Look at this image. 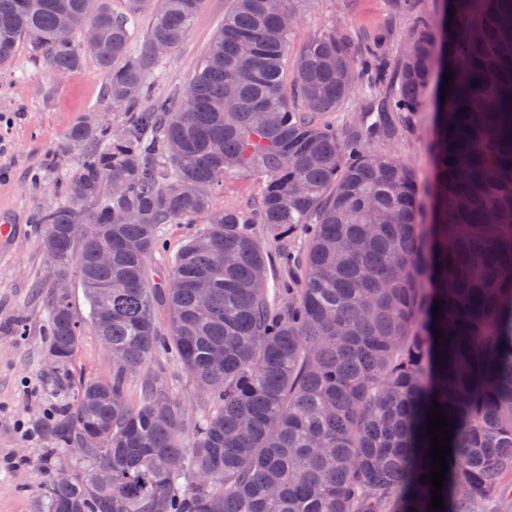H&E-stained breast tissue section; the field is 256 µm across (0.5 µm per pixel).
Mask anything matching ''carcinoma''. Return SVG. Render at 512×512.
Returning a JSON list of instances; mask_svg holds the SVG:
<instances>
[{"mask_svg":"<svg viewBox=\"0 0 512 512\" xmlns=\"http://www.w3.org/2000/svg\"><path fill=\"white\" fill-rule=\"evenodd\" d=\"M299 2L232 0L183 107L152 97L153 46L179 48L203 0H167L140 51L149 0L124 13L100 0L94 44L76 42L84 0H0V67L22 45L50 73L89 53L123 113L119 137L95 116L71 127L81 163L39 217L43 253L90 304L86 323L50 292L49 357L70 364L88 328L119 360L111 382L80 383L45 449L49 463L76 454L110 468L112 484L53 479L44 512H430L434 399L453 422L440 512H497L512 495V0H451L444 65L429 15L392 59L375 53L392 32L365 36L359 53L333 28L296 53L286 87L283 19ZM360 82L387 89L375 121L326 123ZM432 82L430 185L371 144L403 138ZM215 167L264 178L247 208L214 209ZM202 216L155 281L148 258L164 225ZM78 220L89 231L75 238ZM296 233L299 255L285 243ZM218 253L230 262L215 264ZM160 351L202 400L191 434L183 403L144 373Z\"/></svg>","mask_w":512,"mask_h":512,"instance_id":"1","label":"carcinoma"}]
</instances>
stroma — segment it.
<instances>
[{
    "label": "stroma",
    "mask_w": 512,
    "mask_h": 512,
    "mask_svg": "<svg viewBox=\"0 0 512 512\" xmlns=\"http://www.w3.org/2000/svg\"><path fill=\"white\" fill-rule=\"evenodd\" d=\"M226 6L227 0H205L186 40L165 56V79L153 86L156 97H171L188 87L224 22ZM420 13L437 18L442 6L439 0H415L412 10L399 13L389 0H305L290 43L299 49L311 36L333 28L356 37L388 27L398 37L411 31ZM105 83L93 56H85L81 69L58 79L25 46L9 69L0 70V218L19 228L11 246L0 250V512H40L52 472L39 460L53 445L49 427L58 409L74 404L79 379L112 377V360L90 332L82 336L70 366L56 368L48 360L43 284L49 269L37 222L40 210L62 194V181L76 171L80 152L62 154L50 170L44 159L60 152L70 128L85 116L96 114L114 125L121 121L103 96ZM432 136V109L427 106L415 115L412 131L388 150L428 181ZM148 370L166 380L189 412H197L192 380L173 356L157 354Z\"/></svg>",
    "instance_id": "stroma-1"
}]
</instances>
